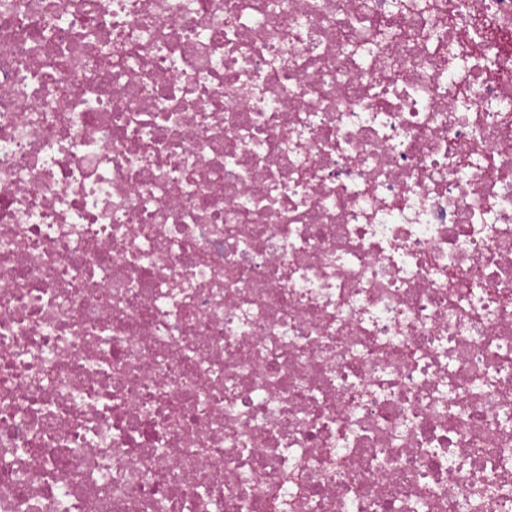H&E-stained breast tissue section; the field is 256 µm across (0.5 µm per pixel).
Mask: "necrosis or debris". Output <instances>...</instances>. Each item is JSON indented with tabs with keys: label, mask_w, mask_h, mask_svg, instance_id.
<instances>
[{
	"label": "necrosis or debris",
	"mask_w": 512,
	"mask_h": 512,
	"mask_svg": "<svg viewBox=\"0 0 512 512\" xmlns=\"http://www.w3.org/2000/svg\"><path fill=\"white\" fill-rule=\"evenodd\" d=\"M512 512V0H0V512Z\"/></svg>",
	"instance_id": "1"
}]
</instances>
